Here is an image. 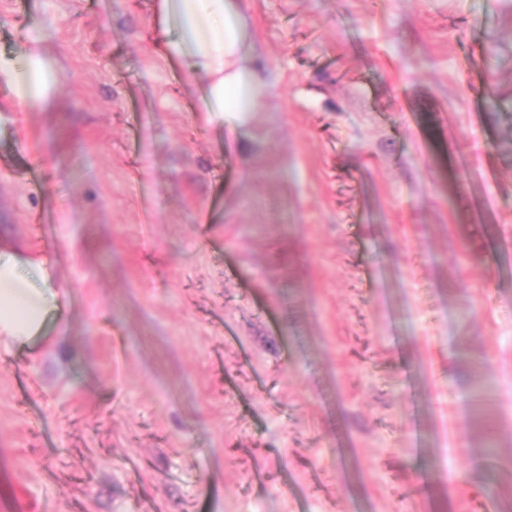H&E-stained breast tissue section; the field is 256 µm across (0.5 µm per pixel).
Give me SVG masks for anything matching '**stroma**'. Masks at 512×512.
<instances>
[{
    "label": "stroma",
    "mask_w": 512,
    "mask_h": 512,
    "mask_svg": "<svg viewBox=\"0 0 512 512\" xmlns=\"http://www.w3.org/2000/svg\"><path fill=\"white\" fill-rule=\"evenodd\" d=\"M152 9L0 0V64L59 75L0 82V244L67 294L0 343V497L512 512V0H246L232 143ZM0 80L11 87L20 102L39 105L47 103L48 96L59 83L58 73L37 47L29 51L21 68L0 65Z\"/></svg>",
    "instance_id": "35a3bbf8"
}]
</instances>
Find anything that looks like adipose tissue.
Here are the masks:
<instances>
[{"label": "adipose tissue", "instance_id": "obj_1", "mask_svg": "<svg viewBox=\"0 0 512 512\" xmlns=\"http://www.w3.org/2000/svg\"><path fill=\"white\" fill-rule=\"evenodd\" d=\"M153 18L168 60H190L205 79L203 111L221 116L237 134L267 92L254 66V47L243 0H155ZM0 80L24 103L46 104L58 85L57 72L40 49L23 67L0 66ZM60 292L41 260L0 255V335L22 343L41 328Z\"/></svg>", "mask_w": 512, "mask_h": 512}]
</instances>
